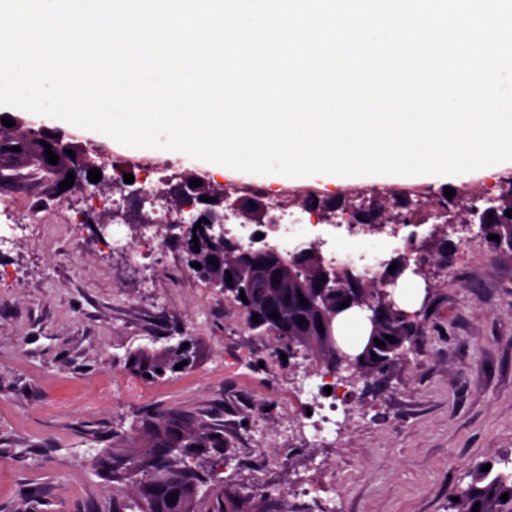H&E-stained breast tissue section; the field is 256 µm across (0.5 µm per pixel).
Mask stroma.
Here are the masks:
<instances>
[{
    "label": "stroma",
    "instance_id": "stroma-1",
    "mask_svg": "<svg viewBox=\"0 0 512 512\" xmlns=\"http://www.w3.org/2000/svg\"><path fill=\"white\" fill-rule=\"evenodd\" d=\"M89 208L83 192L59 200L45 186L0 211V224L33 227L0 254V512H117L135 478L109 482L90 461L163 413L224 427L220 474L190 461L200 512L227 497L262 512H448L482 465L512 458V252L478 238L428 266L411 351L371 383L353 381L338 435L322 444L288 434L307 413L288 384L314 359L253 329L178 245L139 261L113 249L94 228L107 211L88 222ZM189 339L187 369L149 381L129 367ZM304 482L314 492L289 497Z\"/></svg>",
    "mask_w": 512,
    "mask_h": 512
}]
</instances>
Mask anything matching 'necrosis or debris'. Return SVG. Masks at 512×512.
I'll return each instance as SVG.
<instances>
[{
    "instance_id": "4bbe7bcc",
    "label": "necrosis or debris",
    "mask_w": 512,
    "mask_h": 512,
    "mask_svg": "<svg viewBox=\"0 0 512 512\" xmlns=\"http://www.w3.org/2000/svg\"><path fill=\"white\" fill-rule=\"evenodd\" d=\"M135 167L139 177L137 187L153 198L150 209L152 221L156 224H193L200 214L199 209L174 208L169 199L161 197L162 186L167 185L171 179L172 171L176 165L172 161H158L150 157L139 159ZM249 196L263 200L269 214L274 219L273 225L246 224L242 216L232 204L224 206V235L239 242L242 247L252 249L256 247L271 246L282 250L284 254H291L298 247L297 240L288 236L290 226L296 224H317L319 211L310 207L311 199L321 197L320 189L310 186L299 194L296 208L285 205L281 194L275 193L267 185L252 182L247 186ZM330 226L336 236L345 241H357L371 233H378L384 241L394 249L401 251L413 260L422 256L421 241L414 225L402 223H384L371 227L353 220L350 213L339 210L333 215ZM344 380L335 370L330 368H316L304 374L293 384L294 391L303 396L312 411L314 420L311 432L315 438L325 439L336 432V410L338 401L344 400Z\"/></svg>"
}]
</instances>
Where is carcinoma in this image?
Listing matches in <instances>:
<instances>
[{
  "label": "carcinoma",
  "instance_id": "cac0c4a2",
  "mask_svg": "<svg viewBox=\"0 0 512 512\" xmlns=\"http://www.w3.org/2000/svg\"><path fill=\"white\" fill-rule=\"evenodd\" d=\"M19 147V151L11 147ZM52 150L59 161L53 165L57 175L69 172L76 160L79 150L71 145L73 155L64 152L51 138L31 136L26 133L0 129V170L24 168L32 163L40 162L45 150ZM512 210V196L499 198L490 206L484 207L488 213L484 224L480 225L483 238L497 234L500 240L489 241L495 249L512 246V218L505 216V211ZM457 244L447 233L436 234L428 244V254L424 262L415 265L412 273L426 277V263L429 260L444 258ZM346 282L330 292L331 306L338 307L342 303L361 299L367 296L376 298L381 289L355 276L344 274ZM299 288H273L271 281L258 282L256 291L264 296L274 297L280 304L287 307L288 333L301 337L297 345L310 351L317 359L326 364L332 362L321 333L305 331L297 327L300 320L308 316V306L316 301L319 293L314 279V267L306 266V272L300 276ZM305 298L308 304L300 303ZM378 325V336L385 346L375 348V356L368 358L360 368L357 379L369 382L383 373L388 366L398 360L393 351V344L386 341V336L415 335L414 327L419 325V313H409L399 306H391L382 300L376 303L372 311ZM131 368L140 376L160 378L162 374L174 369L180 359V348L173 347L162 355L137 354L133 356ZM224 447L222 428L205 420L188 422L178 417L156 418L143 425L142 430L134 438H128L112 448V452L99 458L96 468L112 481L121 482L137 471H148L150 478L137 483V499L134 507L139 512H197L196 478L191 474H179L177 463L184 457L170 458L169 449L184 448L187 451L202 452L207 448ZM503 466L496 472L491 470L479 472L473 480L457 493L459 501H450L452 512H472L474 504H480L477 512H512V459L502 460ZM509 493L508 501L501 499L503 493ZM177 498L170 502L167 496Z\"/></svg>",
  "mask_w": 512,
  "mask_h": 512
}]
</instances>
